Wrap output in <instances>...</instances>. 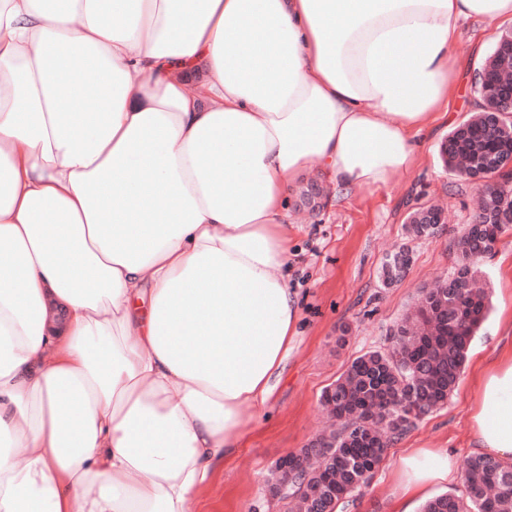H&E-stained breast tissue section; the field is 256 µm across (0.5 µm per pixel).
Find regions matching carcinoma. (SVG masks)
Returning <instances> with one entry per match:
<instances>
[{"label": "carcinoma", "instance_id": "cac0c4a2", "mask_svg": "<svg viewBox=\"0 0 512 512\" xmlns=\"http://www.w3.org/2000/svg\"><path fill=\"white\" fill-rule=\"evenodd\" d=\"M489 73L512 74V53L490 55L482 64ZM512 123L492 121L479 113L452 129L441 149L450 171L470 179L473 167L485 168L486 194L505 204L500 224L469 225L457 241L460 263L453 276L425 291L408 316L409 324L397 328L388 351H369L355 358L345 372L321 395L325 410L339 414L336 428L323 438L317 452L330 464L309 467L302 453L288 454V487L294 512H336L368 481L384 459L389 443L401 436L417 418L443 406L455 387L467 351L488 311L482 288H466L475 279L474 263L489 254L498 239L512 229V173L502 174L488 154L500 145L503 128ZM398 264L382 267L385 281L398 278L409 266L407 251L398 252ZM434 312L436 338L426 337L425 307ZM465 491L440 495L423 512H512V464L487 455L464 462Z\"/></svg>", "mask_w": 512, "mask_h": 512}]
</instances>
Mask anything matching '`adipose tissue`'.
Listing matches in <instances>:
<instances>
[{
  "instance_id": "adipose-tissue-1",
  "label": "adipose tissue",
  "mask_w": 512,
  "mask_h": 512,
  "mask_svg": "<svg viewBox=\"0 0 512 512\" xmlns=\"http://www.w3.org/2000/svg\"><path fill=\"white\" fill-rule=\"evenodd\" d=\"M467 20L512 0H0V512H193L297 334L296 177L407 175ZM476 385L512 463V350Z\"/></svg>"
}]
</instances>
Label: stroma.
<instances>
[{"label":"stroma","instance_id":"obj_1","mask_svg":"<svg viewBox=\"0 0 512 512\" xmlns=\"http://www.w3.org/2000/svg\"><path fill=\"white\" fill-rule=\"evenodd\" d=\"M495 48L480 24L460 27L455 55L463 77L450 112L424 137L414 171L381 187H355L341 194L327 187V203L315 214L290 206L294 256L288 285L300 305L298 336L265 407L248 425L237 453L217 469L195 512H289L268 482L279 459L312 447L329 421L323 390L356 357L383 349L426 288L451 276L458 264L456 242L479 210L477 184L445 168L439 148L448 133L476 111L473 90L477 54ZM424 205L447 215L436 236H415L407 215ZM409 249L411 263L392 283L381 274L387 255ZM490 298V312L473 337L463 372L444 407L415 420L387 448L384 459L359 495L338 512H391L400 457L416 448L442 447L465 458L473 402L470 380L498 351L512 347V231L476 265Z\"/></svg>","mask_w":512,"mask_h":512}]
</instances>
